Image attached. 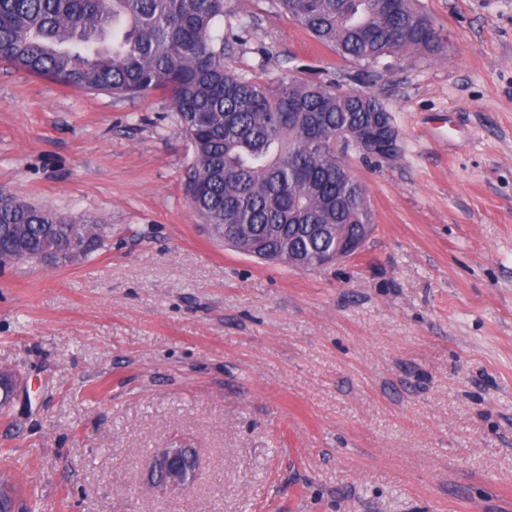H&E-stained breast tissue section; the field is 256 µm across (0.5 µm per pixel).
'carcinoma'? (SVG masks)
Returning <instances> with one entry per match:
<instances>
[{
  "label": "carcinoma",
  "mask_w": 512,
  "mask_h": 512,
  "mask_svg": "<svg viewBox=\"0 0 512 512\" xmlns=\"http://www.w3.org/2000/svg\"><path fill=\"white\" fill-rule=\"evenodd\" d=\"M274 4L355 65L442 48L412 0ZM222 17L224 0H0V59L89 92L164 90L192 148L191 205L212 236L268 263L321 268L333 241L313 225H373L366 188L336 153V135L347 126L373 140V116L387 109L335 84L226 71L215 31ZM107 228L95 221L82 232L51 208L3 196L0 266L39 262L74 235L89 238L90 254Z\"/></svg>",
  "instance_id": "1"
}]
</instances>
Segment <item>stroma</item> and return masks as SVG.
<instances>
[{
  "label": "stroma",
  "instance_id": "obj_1",
  "mask_svg": "<svg viewBox=\"0 0 512 512\" xmlns=\"http://www.w3.org/2000/svg\"><path fill=\"white\" fill-rule=\"evenodd\" d=\"M438 53L387 56L400 154L352 159L376 230L324 270L213 239L159 90L117 98L0 63V186L110 226L0 266V455L36 512H512V0H417ZM224 66L339 79L271 0H226ZM197 448L181 493L153 449Z\"/></svg>",
  "mask_w": 512,
  "mask_h": 512
}]
</instances>
